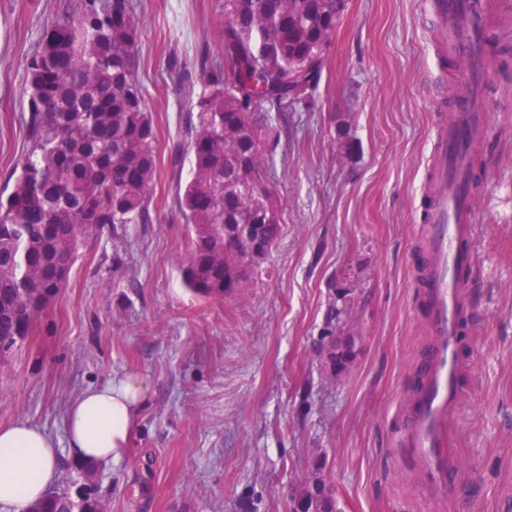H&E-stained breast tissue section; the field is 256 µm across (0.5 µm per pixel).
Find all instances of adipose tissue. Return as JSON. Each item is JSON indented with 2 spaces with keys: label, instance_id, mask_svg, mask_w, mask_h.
<instances>
[{
  "label": "adipose tissue",
  "instance_id": "1",
  "mask_svg": "<svg viewBox=\"0 0 512 512\" xmlns=\"http://www.w3.org/2000/svg\"><path fill=\"white\" fill-rule=\"evenodd\" d=\"M148 384L134 374L114 375L87 387L70 403L65 434L75 460L120 464L146 404ZM57 447L39 426H0V512H26L56 483Z\"/></svg>",
  "mask_w": 512,
  "mask_h": 512
}]
</instances>
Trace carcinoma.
I'll return each mask as SVG.
<instances>
[{"label":"carcinoma","mask_w":512,"mask_h":512,"mask_svg":"<svg viewBox=\"0 0 512 512\" xmlns=\"http://www.w3.org/2000/svg\"><path fill=\"white\" fill-rule=\"evenodd\" d=\"M349 0H218L222 51L200 53L194 71L171 69L187 91L176 201L191 236L186 287L207 299L245 288L282 233L267 185L258 115L310 106L324 53ZM141 26L131 0H79L27 59L23 118L29 147L0 189V370L29 343L68 287L88 243L105 229L152 222L157 134L137 82ZM255 225L264 249L252 256L238 233ZM83 512L103 500L98 467L73 462ZM315 512L339 508L318 477L296 489ZM71 489L27 512H71Z\"/></svg>","instance_id":"carcinoma-1"}]
</instances>
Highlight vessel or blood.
I'll return each instance as SVG.
<instances>
[{"instance_id":"vessel-or-blood-1","label":"vessel or blood","mask_w":512,"mask_h":512,"mask_svg":"<svg viewBox=\"0 0 512 512\" xmlns=\"http://www.w3.org/2000/svg\"><path fill=\"white\" fill-rule=\"evenodd\" d=\"M426 8L440 30L448 33L449 52L462 60L467 88L463 109L432 132L427 204L420 211L419 235L434 340L420 368V386L404 414L398 445L426 475L427 491L444 493L459 477L454 433L460 408L461 289L477 266L475 252L467 245L476 231V211L466 180V148L489 123L481 98L489 64L480 53L489 32L482 21V0H426Z\"/></svg>"}]
</instances>
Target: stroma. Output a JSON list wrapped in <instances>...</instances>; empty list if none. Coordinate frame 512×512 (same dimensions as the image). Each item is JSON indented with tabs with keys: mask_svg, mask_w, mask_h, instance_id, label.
Listing matches in <instances>:
<instances>
[{
	"mask_svg": "<svg viewBox=\"0 0 512 512\" xmlns=\"http://www.w3.org/2000/svg\"><path fill=\"white\" fill-rule=\"evenodd\" d=\"M77 0H0V186L27 150L26 60ZM425 0H349L312 107L262 134L283 231L260 278L224 299L184 284L188 229L170 157L181 87L219 50L217 0H132L137 79L158 138L152 223L92 240L62 299L0 375V425L25 420L60 445L56 489L77 478L66 408L82 389L134 372L149 383L127 459L102 466L108 512H290L306 479L335 487L343 512H512V78L490 70L480 136L473 249L461 290V475L424 489L396 445L432 342L417 279L416 218L431 133L461 96L459 62L439 54ZM358 355L330 378V335Z\"/></svg>",
	"mask_w": 512,
	"mask_h": 512,
	"instance_id": "obj_1",
	"label": "stroma"
}]
</instances>
